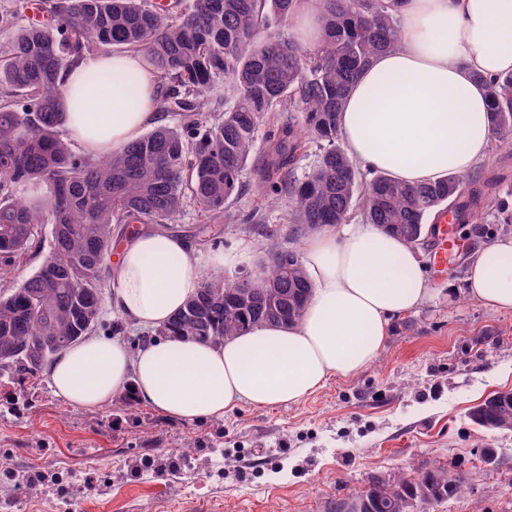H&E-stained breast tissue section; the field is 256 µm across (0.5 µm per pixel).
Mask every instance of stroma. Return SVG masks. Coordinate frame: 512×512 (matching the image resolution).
<instances>
[{"mask_svg":"<svg viewBox=\"0 0 512 512\" xmlns=\"http://www.w3.org/2000/svg\"><path fill=\"white\" fill-rule=\"evenodd\" d=\"M267 143L258 139L244 189L230 208L258 212L263 224L221 222L213 242L198 240L203 218L187 206L171 231L203 255L223 252L224 275L253 272L287 232L286 198L259 180ZM473 179L493 181L500 199L456 225L463 248L414 312L394 320L378 359L332 377L295 406H240L221 418L184 422L116 397L99 409L57 398L46 374L0 368V512H324L330 499L366 487L372 475L417 477L444 467L460 473L461 494L429 512H512V431L471 423V407L512 390V312L467 294V269L484 248L512 235V150L495 147ZM42 248L0 261V292L42 265ZM499 448L496 465L480 450Z\"/></svg>","mask_w":512,"mask_h":512,"instance_id":"35a3bbf8","label":"stroma"}]
</instances>
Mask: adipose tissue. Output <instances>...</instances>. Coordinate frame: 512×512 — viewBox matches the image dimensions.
<instances>
[{
    "label": "adipose tissue",
    "mask_w": 512,
    "mask_h": 512,
    "mask_svg": "<svg viewBox=\"0 0 512 512\" xmlns=\"http://www.w3.org/2000/svg\"><path fill=\"white\" fill-rule=\"evenodd\" d=\"M401 42L358 76L339 118L348 156L417 184L466 175L487 159L493 134L485 85L512 72V0H400ZM116 80L92 89V75ZM60 86L70 140L87 155L112 154L160 124V86L140 52L100 53L69 66ZM136 92V105L127 102ZM301 261L312 285L303 316L287 327L258 326L214 345L162 336L130 351L92 336L46 369L65 403L98 408L125 388L171 418H218L241 404L295 405L332 377L379 356L394 319L430 296L418 254L372 224L323 228L307 237ZM111 306L133 327L160 329L202 285V263L187 240L140 231L113 258ZM472 299L512 311V236L497 239L467 270Z\"/></svg>",
    "instance_id": "adipose-tissue-1"
}]
</instances>
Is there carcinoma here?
I'll return each instance as SVG.
<instances>
[{
  "label": "carcinoma",
  "mask_w": 512,
  "mask_h": 512,
  "mask_svg": "<svg viewBox=\"0 0 512 512\" xmlns=\"http://www.w3.org/2000/svg\"><path fill=\"white\" fill-rule=\"evenodd\" d=\"M326 37L314 48L267 35L271 21L292 23L298 0H58L53 23H26L0 37V255L10 261L41 247L38 229L53 225L42 266L20 287L0 294V366L38 374L57 353L95 331L102 313L104 273L116 224H173L191 201L209 220L233 215L224 205L242 190V175L266 128L265 178L288 170L275 187L289 199L288 246L268 253L257 277L207 273L161 336L219 344L263 320L299 319L311 285L294 245L325 226L347 223L360 204L368 223L417 245L424 219L454 209L468 222L470 206L491 204L495 186L450 174L410 185L379 172L362 183L339 143V114L360 72L400 42L391 0H323ZM137 50L159 74V110L183 116L104 159L74 152L60 134L66 107L59 86L72 61L98 52ZM228 90L224 108L209 94ZM492 133L512 148V73L486 82ZM320 143L317 165L293 176L305 137ZM46 187L31 207L17 187ZM252 288L249 304L230 300ZM469 419L487 430L512 423V399L497 393ZM463 489L458 474L433 467L415 480L374 475L367 489L336 497L326 512H400L415 499L424 508Z\"/></svg>",
  "instance_id": "carcinoma-1"
}]
</instances>
